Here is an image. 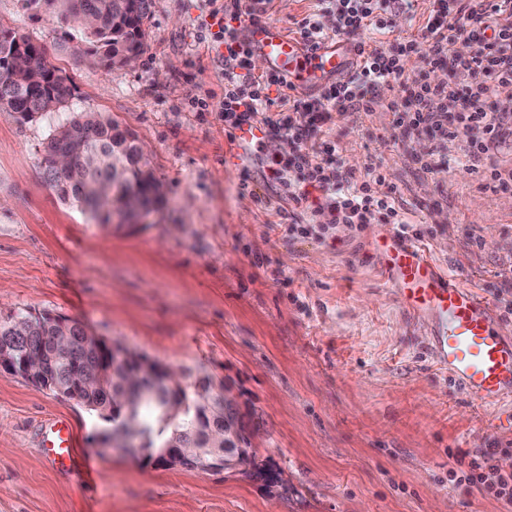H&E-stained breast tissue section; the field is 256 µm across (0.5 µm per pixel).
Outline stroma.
<instances>
[{
    "instance_id": "obj_1",
    "label": "stroma",
    "mask_w": 512,
    "mask_h": 512,
    "mask_svg": "<svg viewBox=\"0 0 512 512\" xmlns=\"http://www.w3.org/2000/svg\"><path fill=\"white\" fill-rule=\"evenodd\" d=\"M194 0H149L132 65L96 61L71 19L46 4L0 0V30L30 38L67 77L66 110L20 120L0 112V311L77 319L108 343L182 375L224 380L259 434L246 471L202 473L140 462L102 444L108 424L76 401L0 371V512H512V504L451 480L456 450L490 448L512 464V432L484 414L431 351L427 321L386 287L376 250L387 224H330L309 235L282 224L274 183L243 184L225 166L224 81L210 45L192 36ZM205 98L207 111L191 108ZM371 112L326 126L344 170L379 167L404 216L443 269L494 305L512 336V142L478 170L459 138L432 170L399 133L380 88ZM73 112H96L134 134L162 188L144 223L90 221L43 178L44 146ZM69 419L91 482L45 459L42 434Z\"/></svg>"
}]
</instances>
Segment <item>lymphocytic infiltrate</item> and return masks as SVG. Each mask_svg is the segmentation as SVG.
<instances>
[{
	"instance_id": "1",
	"label": "lymphocytic infiltrate",
	"mask_w": 512,
	"mask_h": 512,
	"mask_svg": "<svg viewBox=\"0 0 512 512\" xmlns=\"http://www.w3.org/2000/svg\"><path fill=\"white\" fill-rule=\"evenodd\" d=\"M412 0H316L317 11L333 13L336 25L325 31L314 14L298 24L307 49H319L329 38L350 39L359 66L317 96L288 97L289 83L280 77L254 73L251 50L228 47L218 55L224 79V119L232 128L261 122L268 133L288 141V156L269 163L270 180L280 183L291 202L285 211L288 230L307 235L300 218L307 210L328 211L335 224H393L400 234L409 226L401 215L400 194L387 185L378 167L363 176L343 171L335 145L316 138L333 123L337 110L352 107L373 111L375 91L397 85L399 97L391 108L400 132L431 134L440 146L460 136L469 139L467 162L478 163L505 136H512V0H437L417 36H394L390 18L408 10ZM473 42L465 57L449 58L453 42ZM413 54L426 57L429 73L404 79V61ZM449 66L442 81L431 70ZM291 99L287 116L273 114L276 100ZM317 198H310V190ZM458 481L512 504V473L500 472L491 450H460L454 455Z\"/></svg>"
}]
</instances>
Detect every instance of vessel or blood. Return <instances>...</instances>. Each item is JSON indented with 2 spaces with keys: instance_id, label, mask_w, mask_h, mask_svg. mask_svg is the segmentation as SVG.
Here are the masks:
<instances>
[{
  "instance_id": "b4317fda",
  "label": "vessel or blood",
  "mask_w": 512,
  "mask_h": 512,
  "mask_svg": "<svg viewBox=\"0 0 512 512\" xmlns=\"http://www.w3.org/2000/svg\"><path fill=\"white\" fill-rule=\"evenodd\" d=\"M245 29L253 52L295 85L319 87L332 76L355 70L359 62L346 39L312 53L272 22H249ZM263 139L257 123L235 130L233 165H243ZM378 248L384 256L386 285L396 290L408 311L431 321L437 364L464 387L478 409L487 411L489 429H502L503 422L493 408L512 399V337L497 331L493 304L457 276L441 270L418 240L391 232ZM76 446L75 430L68 420L58 418L46 427L42 452L57 469H79Z\"/></svg>"
}]
</instances>
